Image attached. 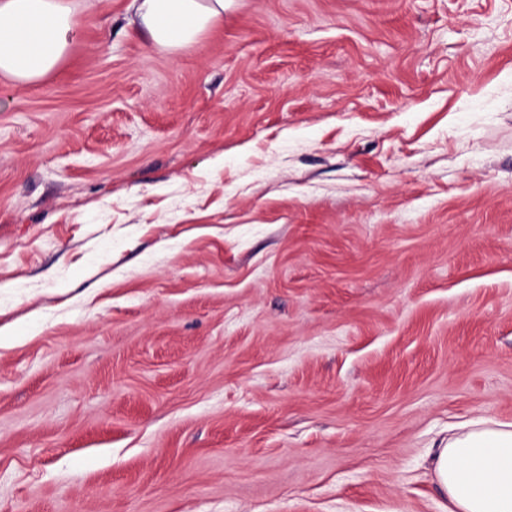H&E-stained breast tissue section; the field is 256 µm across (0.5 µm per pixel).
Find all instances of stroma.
<instances>
[{
	"label": "stroma",
	"mask_w": 512,
	"mask_h": 512,
	"mask_svg": "<svg viewBox=\"0 0 512 512\" xmlns=\"http://www.w3.org/2000/svg\"><path fill=\"white\" fill-rule=\"evenodd\" d=\"M0 78V512H448L512 422V0H69ZM233 0H141L138 16L151 40L173 52L191 47L224 18ZM430 468L449 512H512V423H463L439 443Z\"/></svg>",
	"instance_id": "stroma-1"
}]
</instances>
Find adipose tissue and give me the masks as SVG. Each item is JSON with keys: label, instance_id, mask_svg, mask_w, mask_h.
I'll return each mask as SVG.
<instances>
[{"label": "adipose tissue", "instance_id": "ef3b65f1", "mask_svg": "<svg viewBox=\"0 0 512 512\" xmlns=\"http://www.w3.org/2000/svg\"><path fill=\"white\" fill-rule=\"evenodd\" d=\"M231 2L140 0L137 12L151 42L177 52L223 19ZM74 34L69 0H0V74L18 83L43 79ZM430 468L450 512H512V423H463L439 443Z\"/></svg>", "mask_w": 512, "mask_h": 512}]
</instances>
